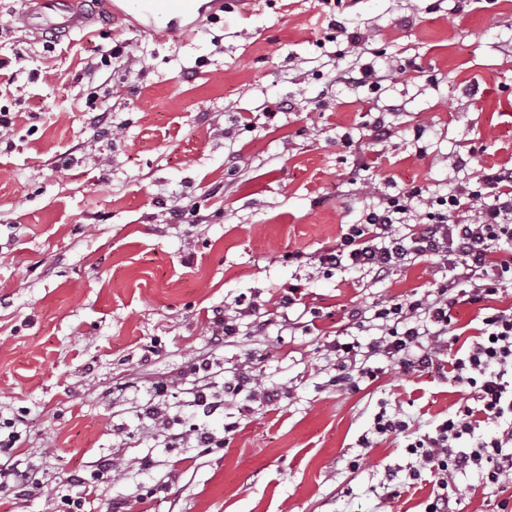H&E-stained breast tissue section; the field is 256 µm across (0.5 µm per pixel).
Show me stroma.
I'll return each mask as SVG.
<instances>
[{
  "instance_id": "1",
  "label": "stroma",
  "mask_w": 512,
  "mask_h": 512,
  "mask_svg": "<svg viewBox=\"0 0 512 512\" xmlns=\"http://www.w3.org/2000/svg\"><path fill=\"white\" fill-rule=\"evenodd\" d=\"M24 2L0 0V424L18 434L0 447V512H69L76 479L81 512H424L434 478L405 437L374 436L375 416L423 432L465 395L383 357L333 386L331 347L379 338L352 309L427 296L448 268L420 258L374 281L320 258L388 197L420 188L416 224L476 168L512 167V0H251L177 40L99 0L91 35L57 42L19 29ZM98 44L121 57L92 81ZM490 308L512 310V287L457 306L444 363ZM217 310L238 327L221 347ZM198 356L224 398L209 417L185 372ZM240 372L255 384L225 393ZM160 382L176 448L143 414ZM197 424L222 447H196ZM15 462L37 489L17 495ZM448 487L456 512H512V479Z\"/></svg>"
}]
</instances>
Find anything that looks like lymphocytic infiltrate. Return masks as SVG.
I'll use <instances>...</instances> for the list:
<instances>
[{
	"instance_id": "obj_1",
	"label": "lymphocytic infiltrate",
	"mask_w": 512,
	"mask_h": 512,
	"mask_svg": "<svg viewBox=\"0 0 512 512\" xmlns=\"http://www.w3.org/2000/svg\"><path fill=\"white\" fill-rule=\"evenodd\" d=\"M477 183L474 190L460 186L449 191L430 223L413 225L405 234L395 227L405 223L409 203L419 192L413 189L391 198L367 211L363 223L350 227L323 255L328 265L356 269L375 279L420 257L440 258L450 272L431 297L388 303L370 315L352 311V319L360 324L370 317L380 320L383 333L363 352L342 344L336 385H347L356 375L369 376L365 363L376 356L401 361L411 372L438 368L439 358L425 338L437 343L447 337L456 305L481 302L512 286V168L481 173ZM477 199L481 207L467 213L466 202ZM483 323L481 341L452 368L453 383L474 393L478 408L458 409L407 445L441 488L426 512H453L446 491L449 472L473 468L484 483L493 485L512 475V453L504 451L505 445H512V314L497 311ZM479 414L488 421H506L507 426L498 438L477 443L468 452L458 450V442L473 433Z\"/></svg>"
}]
</instances>
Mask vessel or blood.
<instances>
[{
  "instance_id": "obj_1",
  "label": "vessel or blood",
  "mask_w": 512,
  "mask_h": 512,
  "mask_svg": "<svg viewBox=\"0 0 512 512\" xmlns=\"http://www.w3.org/2000/svg\"><path fill=\"white\" fill-rule=\"evenodd\" d=\"M88 0H33L22 11L18 22L35 38L50 34H76L89 30L93 19ZM114 16L135 12L142 19L143 29L158 37L189 35L202 13L200 0H110Z\"/></svg>"
}]
</instances>
